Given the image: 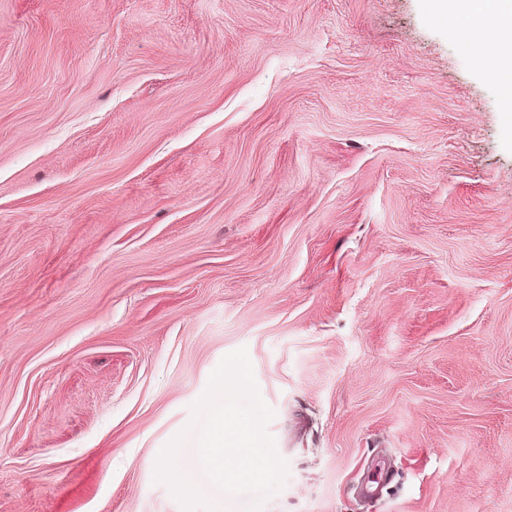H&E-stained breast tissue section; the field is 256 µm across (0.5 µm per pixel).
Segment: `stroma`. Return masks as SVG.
<instances>
[{"mask_svg":"<svg viewBox=\"0 0 512 512\" xmlns=\"http://www.w3.org/2000/svg\"><path fill=\"white\" fill-rule=\"evenodd\" d=\"M428 4L0 0V512H182L178 436L247 512L187 432L241 347L262 512H512V124Z\"/></svg>","mask_w":512,"mask_h":512,"instance_id":"obj_1","label":"stroma"}]
</instances>
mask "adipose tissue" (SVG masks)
I'll use <instances>...</instances> for the list:
<instances>
[{
	"mask_svg": "<svg viewBox=\"0 0 512 512\" xmlns=\"http://www.w3.org/2000/svg\"><path fill=\"white\" fill-rule=\"evenodd\" d=\"M489 18L478 27H461V35L474 39L482 48V72L490 81L512 73V0H431V14L440 21L471 18L479 6Z\"/></svg>",
	"mask_w": 512,
	"mask_h": 512,
	"instance_id": "1",
	"label": "adipose tissue"
}]
</instances>
